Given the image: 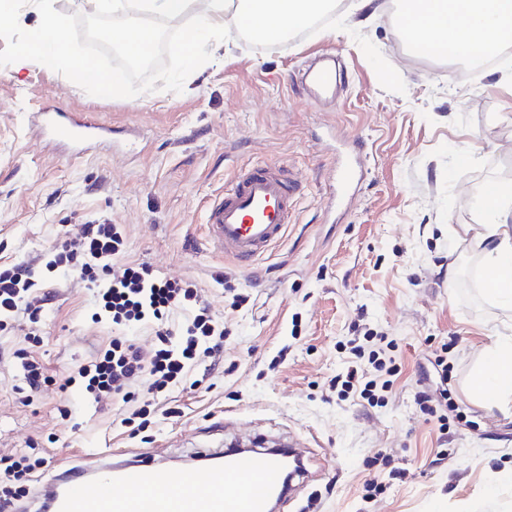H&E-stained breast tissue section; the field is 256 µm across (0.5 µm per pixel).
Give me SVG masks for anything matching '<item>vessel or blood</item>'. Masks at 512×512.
Segmentation results:
<instances>
[{
  "instance_id": "1",
  "label": "vessel or blood",
  "mask_w": 512,
  "mask_h": 512,
  "mask_svg": "<svg viewBox=\"0 0 512 512\" xmlns=\"http://www.w3.org/2000/svg\"><path fill=\"white\" fill-rule=\"evenodd\" d=\"M317 98L335 101L336 65L322 63L310 76ZM35 130L50 139L86 149L105 130L83 112H38ZM358 178L353 163L333 174L332 195L345 202ZM293 186L273 164L245 173L209 206L208 241L220 253L248 266L278 243L292 223ZM90 470L62 469L47 494L49 512H274L288 486L281 461L272 454L234 450L212 453L211 464L172 471L151 453Z\"/></svg>"
}]
</instances>
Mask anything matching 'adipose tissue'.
I'll use <instances>...</instances> for the list:
<instances>
[{"mask_svg":"<svg viewBox=\"0 0 512 512\" xmlns=\"http://www.w3.org/2000/svg\"><path fill=\"white\" fill-rule=\"evenodd\" d=\"M326 0H133L135 18L112 33L132 55H144L155 43L154 29L139 14L157 12L171 21L196 12L198 26L180 49L194 54L202 33L223 36L229 24H248L262 40H274L323 9ZM401 24L415 44L441 57H483L512 47V0H408ZM483 216L459 225L456 237L476 251L483 271L484 293L512 305V183L494 186L482 202ZM469 387L483 402L504 408L512 403V338L496 339L486 349L483 368Z\"/></svg>","mask_w":512,"mask_h":512,"instance_id":"ef3b65f1","label":"adipose tissue"}]
</instances>
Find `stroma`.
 <instances>
[{
	"label": "stroma",
	"mask_w": 512,
	"mask_h": 512,
	"mask_svg": "<svg viewBox=\"0 0 512 512\" xmlns=\"http://www.w3.org/2000/svg\"><path fill=\"white\" fill-rule=\"evenodd\" d=\"M358 2L339 0L322 27L285 43L227 30L179 94L99 98L33 61L0 67V262L47 250L63 226L106 220L126 232L119 262L195 282L226 331L215 361L190 370L195 387L173 388L132 432L119 407L60 388L115 331L92 321L88 288L59 273L40 323L0 335L1 355L33 351L50 378L29 401L19 368L0 364V454L47 460L30 489L57 461L81 465L111 448L130 459L149 451L177 470L198 448L293 436L310 441L307 473L279 512H512V484L496 480L512 467V411L486 407L469 388L492 337L512 336V311L486 297L478 258L455 237L479 220L483 188L512 163V93L502 86L512 66L471 80L410 61L391 9L367 16ZM327 55L343 73L332 106L305 91ZM50 105L90 114L112 128L110 141L80 156L49 144L29 115ZM354 149L365 177L331 207L329 172ZM270 161L295 186V220L245 271L206 242L205 202L241 169ZM367 334L385 337L397 364L376 407L328 390ZM422 389L447 391L438 406L447 429L420 411ZM380 452L403 480L374 464ZM371 474L390 486L370 500Z\"/></svg>",
	"instance_id": "1"
}]
</instances>
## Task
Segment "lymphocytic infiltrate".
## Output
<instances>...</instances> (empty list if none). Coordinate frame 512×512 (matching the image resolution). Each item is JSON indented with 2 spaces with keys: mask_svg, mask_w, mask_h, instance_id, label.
<instances>
[{
  "mask_svg": "<svg viewBox=\"0 0 512 512\" xmlns=\"http://www.w3.org/2000/svg\"><path fill=\"white\" fill-rule=\"evenodd\" d=\"M126 241L117 225L93 222L82 225L76 235H63L60 244L45 252L44 266L0 264V332L11 321L25 316L38 321L49 294L45 290L42 269L63 268L77 274L88 287L97 289L101 312L117 326L130 324L153 327L157 347L145 351L128 337H113L67 384H80L94 403L122 401L132 410L130 419L147 420L153 397L167 393L184 379L191 366L214 356L224 346L219 330L207 308H200L180 331L168 326L172 311L184 302L195 300L192 282L161 278L145 263L114 264L113 258L124 251ZM368 361L376 374L368 376L358 369L348 371L341 384L342 394L359 390L361 398L375 402L378 390L391 388V380L381 379L386 364L378 351H370ZM145 386L149 397L136 401L133 390ZM43 458L28 455L0 457V512H16L26 495L31 473L44 466Z\"/></svg>",
  "mask_w": 512,
  "mask_h": 512,
  "instance_id": "f902f5d3",
  "label": "lymphocytic infiltrate"
}]
</instances>
